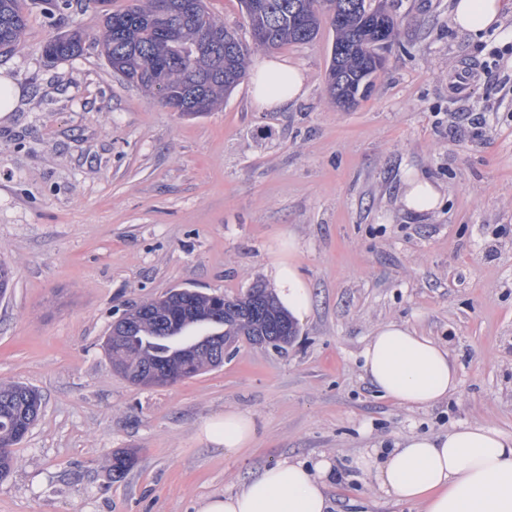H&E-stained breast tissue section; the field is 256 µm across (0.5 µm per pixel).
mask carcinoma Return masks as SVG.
<instances>
[{
    "label": "carcinoma",
    "instance_id": "cac0c4a2",
    "mask_svg": "<svg viewBox=\"0 0 512 512\" xmlns=\"http://www.w3.org/2000/svg\"><path fill=\"white\" fill-rule=\"evenodd\" d=\"M160 0H147L123 11L102 14L101 55L115 72L145 89L161 105L194 113L190 96L198 91L211 111L231 95L246 72L252 47L274 50L285 44L315 39L323 20L336 32L327 71V91L340 106L364 96L362 87L377 73L369 51L370 39L388 37L393 22H377L366 9L367 0H240L248 25L264 24L267 36L237 50L208 42L204 32L219 25L206 0H197L195 13L181 10L182 0H170V29L158 35L150 18ZM27 25L24 0H0V50L13 52ZM85 36L79 31L56 35L44 46L53 60H68L83 51ZM249 291L265 295L256 309L242 301L220 303L208 314L209 298L188 296L177 304L165 300L139 306L138 318L123 338L106 350L109 360L139 367L161 364L191 344L213 336L293 337L294 322L272 291L255 283ZM212 365L211 353L203 350L183 360L182 378H192ZM42 408L40 394L23 384L0 386V479L13 466L12 448L37 421ZM135 464L129 453L112 458V475L120 479Z\"/></svg>",
    "mask_w": 512,
    "mask_h": 512
}]
</instances>
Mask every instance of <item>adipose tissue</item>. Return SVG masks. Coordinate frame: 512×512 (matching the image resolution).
I'll use <instances>...</instances> for the list:
<instances>
[{
    "label": "adipose tissue",
    "instance_id": "obj_1",
    "mask_svg": "<svg viewBox=\"0 0 512 512\" xmlns=\"http://www.w3.org/2000/svg\"><path fill=\"white\" fill-rule=\"evenodd\" d=\"M504 0H453L452 21L460 31L480 35L500 26ZM305 73L278 58L257 59L251 70L253 101L264 111L286 109L305 93ZM441 188L411 172L400 204L413 215L432 212ZM267 274L280 304L297 318L309 313V291L290 260L275 258ZM365 378L380 396L406 406L427 408L448 399L458 387L457 366L446 347L418 335L406 323L377 325L360 353ZM210 444L234 452L248 447L255 422L228 410L201 430ZM357 467L378 489L422 512H512V436L477 422H461L447 433L412 434L394 448L372 449ZM334 461H281L252 477L235 493L204 500L199 512H330L326 493Z\"/></svg>",
    "mask_w": 512,
    "mask_h": 512
}]
</instances>
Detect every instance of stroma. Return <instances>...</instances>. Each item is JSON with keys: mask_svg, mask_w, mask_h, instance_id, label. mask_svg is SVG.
Listing matches in <instances>:
<instances>
[{"mask_svg": "<svg viewBox=\"0 0 512 512\" xmlns=\"http://www.w3.org/2000/svg\"><path fill=\"white\" fill-rule=\"evenodd\" d=\"M386 6L398 33L356 105L326 92V26L276 52L306 74L288 109L259 110L246 79L189 115L112 72L98 7L70 0L53 19L28 0L21 42L0 56V78L22 89L0 118V259L16 272L0 298V384L38 390L44 409L13 449L0 512H197L323 453L342 471L332 512H419L355 459L457 422L512 435V13L473 36L451 0ZM73 29L83 54L47 60L44 43ZM411 169L442 186V207L401 210ZM289 235L311 308L286 349L242 340L223 366L163 387L113 372L102 344L124 311L173 288L242 295ZM387 319L448 346V401L400 406L364 378L360 352ZM229 408L256 422L236 453L200 435ZM122 451L137 463L116 480Z\"/></svg>", "mask_w": 512, "mask_h": 512, "instance_id": "1", "label": "stroma"}]
</instances>
